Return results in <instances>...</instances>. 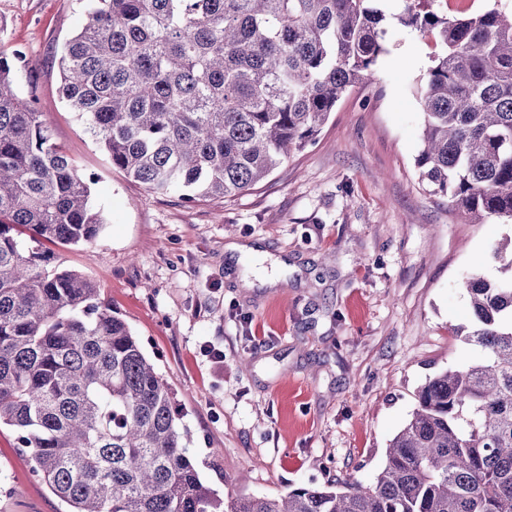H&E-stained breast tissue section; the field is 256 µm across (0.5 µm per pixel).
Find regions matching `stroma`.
Here are the masks:
<instances>
[{
  "instance_id": "obj_1",
  "label": "stroma",
  "mask_w": 512,
  "mask_h": 512,
  "mask_svg": "<svg viewBox=\"0 0 512 512\" xmlns=\"http://www.w3.org/2000/svg\"><path fill=\"white\" fill-rule=\"evenodd\" d=\"M86 0H0V41L23 49L53 140L107 223L59 247L92 278L175 392L205 479L225 497L278 495L347 478L373 483L385 449L441 369L478 360L467 277L512 276L495 248L512 224L464 223L423 190L418 92L437 48L379 0L386 51L315 143L246 194L185 204L112 168L59 94L58 58ZM246 243L265 260L229 252ZM223 352V360L210 349ZM0 512H66L0 428Z\"/></svg>"
}]
</instances>
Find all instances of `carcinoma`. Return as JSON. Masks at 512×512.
Here are the masks:
<instances>
[{
	"mask_svg": "<svg viewBox=\"0 0 512 512\" xmlns=\"http://www.w3.org/2000/svg\"><path fill=\"white\" fill-rule=\"evenodd\" d=\"M433 37L415 159L432 195L512 222V14L402 0ZM375 0H87L60 93L112 166L188 203L242 194L316 140L385 51ZM0 44V427L68 512H512V278L465 282L454 336L482 360L417 393L368 486L346 480L229 501L204 480L169 385L99 288L46 244L94 243L106 218L17 92Z\"/></svg>",
	"mask_w": 512,
	"mask_h": 512,
	"instance_id": "carcinoma-1",
	"label": "carcinoma"
}]
</instances>
